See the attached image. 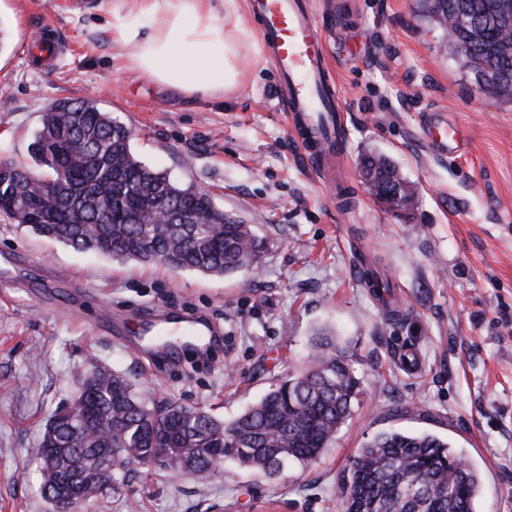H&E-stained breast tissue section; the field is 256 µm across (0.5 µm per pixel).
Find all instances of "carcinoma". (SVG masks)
Here are the masks:
<instances>
[{"instance_id":"cac0c4a2","label":"carcinoma","mask_w":512,"mask_h":512,"mask_svg":"<svg viewBox=\"0 0 512 512\" xmlns=\"http://www.w3.org/2000/svg\"><path fill=\"white\" fill-rule=\"evenodd\" d=\"M428 17L465 65L512 74V52L501 50L509 30L474 26L469 16L492 14L512 0H423ZM127 126L93 98L63 99L42 115L30 145L41 176L22 167L0 181V215L77 251L117 260L160 262L173 271L234 275L257 270L265 244L252 225L218 208L193 186L144 165ZM376 193L406 191V180L386 156L361 161ZM64 177L66 191L49 194L46 178ZM165 210L184 221L158 224ZM69 407L45 424L38 448L41 488L60 500L57 512H79L111 478L97 465L107 454L129 465L187 470L201 482L232 460L265 476L288 463L307 466L333 445L351 417L360 382L346 352L327 337L312 343L305 366L276 380L259 402L230 421L190 415L173 399L150 401L129 377L96 364ZM481 475L451 443L431 433L385 431L351 460L341 489L342 512H475Z\"/></svg>"}]
</instances>
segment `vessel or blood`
Masks as SVG:
<instances>
[{
  "mask_svg": "<svg viewBox=\"0 0 512 512\" xmlns=\"http://www.w3.org/2000/svg\"><path fill=\"white\" fill-rule=\"evenodd\" d=\"M260 21V37L275 66L291 126L308 156L318 165L321 181L335 183L337 154L344 138L342 97L325 51V34L317 25L308 0H248ZM428 145L442 155L465 151L464 132L447 115L433 111L423 129ZM142 336H183L188 344L208 349L217 334L201 318L159 311L144 322Z\"/></svg>",
  "mask_w": 512,
  "mask_h": 512,
  "instance_id": "1",
  "label": "vessel or blood"
}]
</instances>
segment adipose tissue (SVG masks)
<instances>
[{
	"mask_svg": "<svg viewBox=\"0 0 512 512\" xmlns=\"http://www.w3.org/2000/svg\"><path fill=\"white\" fill-rule=\"evenodd\" d=\"M108 0L115 43L139 72L189 97H220L240 83V46L251 37L240 0Z\"/></svg>",
	"mask_w": 512,
	"mask_h": 512,
	"instance_id": "adipose-tissue-1",
	"label": "adipose tissue"
}]
</instances>
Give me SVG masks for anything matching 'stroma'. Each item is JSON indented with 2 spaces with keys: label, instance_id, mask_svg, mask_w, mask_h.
Wrapping results in <instances>:
<instances>
[{
  "label": "stroma",
  "instance_id": "35a3bbf8",
  "mask_svg": "<svg viewBox=\"0 0 512 512\" xmlns=\"http://www.w3.org/2000/svg\"><path fill=\"white\" fill-rule=\"evenodd\" d=\"M310 2L346 112L340 190L300 153L259 38L241 48L237 90L190 102L138 75L101 0H0L11 36L0 49V162L31 165L42 113L92 95L133 130L139 160L209 193L267 243L259 271L204 275L77 251L0 218V512H52L36 449L91 362L231 419L302 367L322 328L351 355L362 394L317 461L274 478L228 462L204 484L141 468L81 512H341L350 458L388 430L448 438L482 474L476 512H512V104L477 91L420 0ZM46 25L60 46L39 59L31 47ZM432 110L462 127L461 158L428 149ZM369 152L417 185L409 210L371 196L359 165ZM368 265L388 278L389 305L361 281ZM61 276L85 286L76 312L62 305ZM158 306L205 313L223 341L201 360H157L134 334ZM406 346L418 374L398 359Z\"/></svg>",
  "mask_w": 512,
  "mask_h": 512
}]
</instances>
